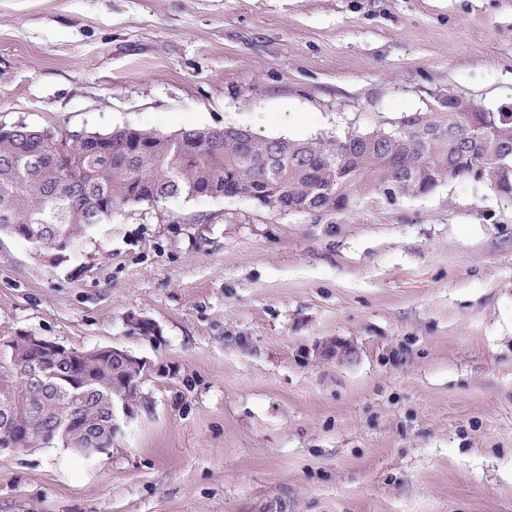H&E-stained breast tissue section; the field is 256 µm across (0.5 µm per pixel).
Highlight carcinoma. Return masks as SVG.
I'll return each instance as SVG.
<instances>
[{
    "mask_svg": "<svg viewBox=\"0 0 512 512\" xmlns=\"http://www.w3.org/2000/svg\"><path fill=\"white\" fill-rule=\"evenodd\" d=\"M190 129L174 136L131 127L94 135L59 133L26 125L12 135L0 128V230L40 249L63 250L107 216L147 202L202 192L220 183L227 194L254 191L267 206L315 207L342 211L354 196L382 190L391 199L425 195L442 182L470 176L474 159L512 169V112H427V125L411 127L392 142L386 129L311 140L260 139L239 128L219 129L198 153L183 155L175 140L194 136ZM104 138L112 149L106 164L87 146ZM39 355L26 340L0 353V399H21L30 414L27 429L0 427V448L24 452L50 443L46 421L68 428L78 446L84 427L108 419L112 401L125 389L122 379L138 381L142 370L99 355L78 364L85 378L81 398L70 382L42 384L27 379L24 367Z\"/></svg>",
    "mask_w": 512,
    "mask_h": 512,
    "instance_id": "obj_1",
    "label": "carcinoma"
}]
</instances>
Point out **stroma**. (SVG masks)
Here are the masks:
<instances>
[{
    "instance_id": "obj_1",
    "label": "stroma",
    "mask_w": 512,
    "mask_h": 512,
    "mask_svg": "<svg viewBox=\"0 0 512 512\" xmlns=\"http://www.w3.org/2000/svg\"><path fill=\"white\" fill-rule=\"evenodd\" d=\"M448 93L512 110V0H0V123L308 140ZM23 333L146 368L106 453H0V512H512V199L486 182L2 234Z\"/></svg>"
}]
</instances>
